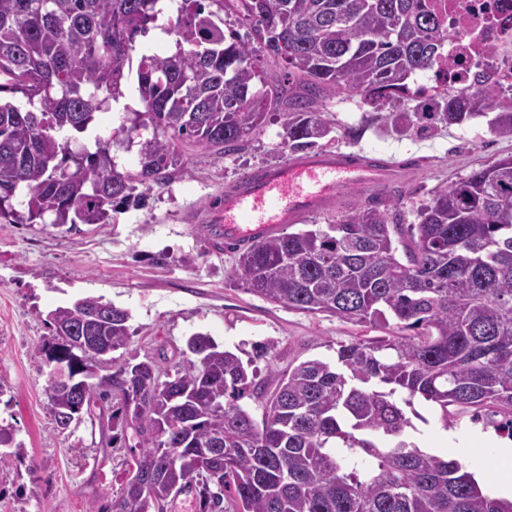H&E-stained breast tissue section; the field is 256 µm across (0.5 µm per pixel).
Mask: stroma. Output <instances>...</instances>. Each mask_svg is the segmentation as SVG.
I'll list each match as a JSON object with an SVG mask.
<instances>
[{
  "label": "stroma",
  "instance_id": "35a3bbf8",
  "mask_svg": "<svg viewBox=\"0 0 512 512\" xmlns=\"http://www.w3.org/2000/svg\"><path fill=\"white\" fill-rule=\"evenodd\" d=\"M135 86V79H128L120 102L77 136L88 145L98 137L108 140L111 155L128 169L137 168L139 152L125 149L119 127L133 123L128 103L138 97ZM326 111L334 123L361 124L365 131L355 143L331 132L321 140L320 151H377L408 163L400 193L410 222L437 185L512 155V137L492 133L484 117L430 135L400 137L381 131L359 97L338 94ZM282 134L281 121L272 113L243 153L218 158L191 152L187 173L155 188L145 207L117 208L108 224L72 230L0 222V425H11L25 450L22 461L9 457L0 463V484L24 485L29 512H87L92 498L118 492L131 462L129 449H102L100 429L90 421L63 433L53 427L47 375L31 353L50 337L46 316L57 306L99 297L126 309L133 338L124 358L133 363L163 348H184L196 332L210 334L230 350L274 343L282 354L281 369L293 359L334 360L337 343L373 336V329L297 313L247 293L229 277L237 253L215 250L201 230L210 210L242 175L289 158ZM188 254L194 265L181 264ZM407 414L416 444L447 455L432 403L415 399Z\"/></svg>",
  "mask_w": 512,
  "mask_h": 512
}]
</instances>
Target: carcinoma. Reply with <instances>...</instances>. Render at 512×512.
Masks as SVG:
<instances>
[{
	"mask_svg": "<svg viewBox=\"0 0 512 512\" xmlns=\"http://www.w3.org/2000/svg\"><path fill=\"white\" fill-rule=\"evenodd\" d=\"M247 28L224 31L209 4ZM160 0H0V218L21 224H109L120 205L143 206L155 187L187 172L185 148L247 150L278 111L282 144L308 153L333 131L323 102L360 96L383 127L405 135L486 117L512 136V98L485 82L468 97L438 93L430 107L400 93L431 69L448 41L430 0H178L163 31L174 47L143 53ZM280 66L266 82L261 61ZM136 72L144 111L139 164L121 168L108 142L71 148ZM19 201L23 211L14 208ZM405 223L401 201L358 203L334 224L282 232L240 250L231 276L247 292L303 314L383 332L339 343L336 361H293L279 371L268 342L222 349L190 336L172 374L131 364L129 313L99 326L111 368L93 377L105 447L136 449L120 493L88 512H164L192 490L196 512H512L455 460L406 435L405 407L435 404L443 426L470 417L512 436V155L439 186ZM94 297L47 314L41 364L67 361L86 377L94 357L80 333ZM52 424L66 430L70 395L49 383ZM156 477L143 490L137 472Z\"/></svg>",
	"mask_w": 512,
	"mask_h": 512,
	"instance_id": "1",
	"label": "carcinoma"
}]
</instances>
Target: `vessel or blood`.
Wrapping results in <instances>:
<instances>
[{
  "label": "vessel or blood",
  "mask_w": 512,
  "mask_h": 512,
  "mask_svg": "<svg viewBox=\"0 0 512 512\" xmlns=\"http://www.w3.org/2000/svg\"><path fill=\"white\" fill-rule=\"evenodd\" d=\"M402 164L378 153L318 152L250 171L210 212L225 242L249 247L302 217L353 194L377 196L402 177Z\"/></svg>",
  "instance_id": "1"
}]
</instances>
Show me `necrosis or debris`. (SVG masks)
<instances>
[{
  "instance_id": "1",
  "label": "necrosis or debris",
  "mask_w": 512,
  "mask_h": 512,
  "mask_svg": "<svg viewBox=\"0 0 512 512\" xmlns=\"http://www.w3.org/2000/svg\"><path fill=\"white\" fill-rule=\"evenodd\" d=\"M448 30V42L430 70L431 86H418L411 99L430 89L465 97L490 78L512 96V0H432Z\"/></svg>"
}]
</instances>
